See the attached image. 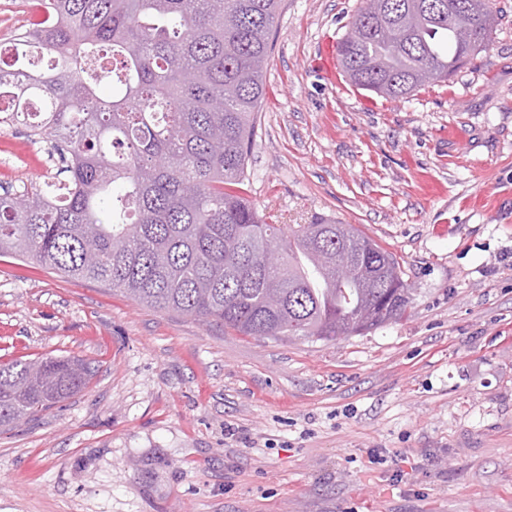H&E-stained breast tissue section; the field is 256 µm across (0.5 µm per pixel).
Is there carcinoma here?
Returning a JSON list of instances; mask_svg holds the SVG:
<instances>
[{
    "label": "carcinoma",
    "instance_id": "carcinoma-1",
    "mask_svg": "<svg viewBox=\"0 0 512 512\" xmlns=\"http://www.w3.org/2000/svg\"><path fill=\"white\" fill-rule=\"evenodd\" d=\"M468 2L362 0L341 71L392 101L448 81L492 41L458 39ZM45 5L43 23L0 44V126L50 144L65 178L0 194V254L245 336L327 341L402 317L412 293L393 254L352 224H268L238 193L280 0ZM338 248L357 265L349 282ZM92 375L70 357L1 364L0 427Z\"/></svg>",
    "mask_w": 512,
    "mask_h": 512
}]
</instances>
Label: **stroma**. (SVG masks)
Returning <instances> with one entry per match:
<instances>
[{
	"instance_id": "35a3bbf8",
	"label": "stroma",
	"mask_w": 512,
	"mask_h": 512,
	"mask_svg": "<svg viewBox=\"0 0 512 512\" xmlns=\"http://www.w3.org/2000/svg\"><path fill=\"white\" fill-rule=\"evenodd\" d=\"M361 0H283L245 195L359 226L412 290L363 336L283 341L0 256V364H90L0 431V512H512V0L449 82L391 101L322 65ZM0 189L41 184L0 135Z\"/></svg>"
}]
</instances>
